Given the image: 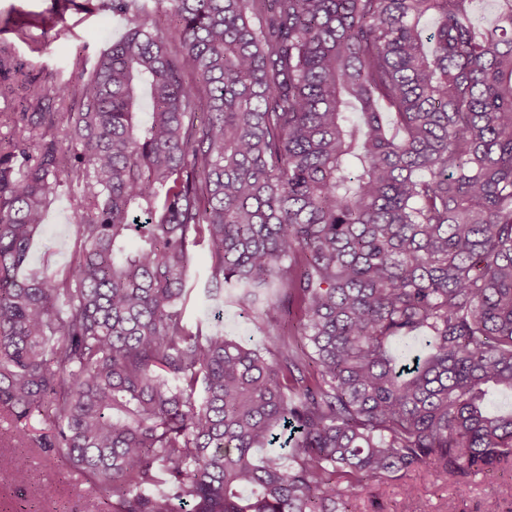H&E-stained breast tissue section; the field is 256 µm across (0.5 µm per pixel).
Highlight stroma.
<instances>
[{
  "label": "stroma",
  "mask_w": 512,
  "mask_h": 512,
  "mask_svg": "<svg viewBox=\"0 0 512 512\" xmlns=\"http://www.w3.org/2000/svg\"><path fill=\"white\" fill-rule=\"evenodd\" d=\"M19 12L53 15L54 27L45 32L28 28L17 34L4 27L7 17ZM125 31L122 21L113 16L103 0H86L82 9H61L57 0H0V44H8L15 56L32 64L41 73L45 87L68 82L79 87L81 73L73 67L75 57L95 63L100 52ZM73 199L60 195L52 204L46 223L31 248V263L51 273L69 268L75 250L76 236L71 223ZM191 319H199L212 330L223 331L225 337L252 347L263 346L265 336L251 312L236 302L217 301L204 295L195 296L188 306ZM26 473L21 477L0 475V512L16 508L17 512H96L101 492L78 470L53 463L43 452L27 453ZM414 484L415 498H405L403 487ZM54 485L59 494L54 501L41 497L45 486ZM498 501L502 512H512V473L499 472L472 479L465 497L454 488L436 483L426 473L410 476L408 481H388L374 492L363 493L356 501L357 512H483L487 501Z\"/></svg>",
  "instance_id": "stroma-1"
}]
</instances>
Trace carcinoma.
Here are the masks:
<instances>
[{"label": "carcinoma", "instance_id": "carcinoma-1", "mask_svg": "<svg viewBox=\"0 0 512 512\" xmlns=\"http://www.w3.org/2000/svg\"><path fill=\"white\" fill-rule=\"evenodd\" d=\"M476 2L170 0L171 41L107 0L126 32L73 62L74 112L0 44L27 103L0 139L16 446L82 472L99 512H353L373 482L512 468L489 406L512 394V0L489 28ZM63 186L58 277L29 265ZM200 248L263 348L189 322Z\"/></svg>", "mask_w": 512, "mask_h": 512}]
</instances>
